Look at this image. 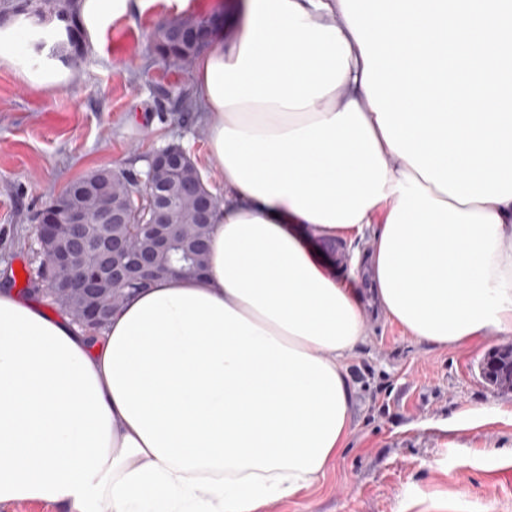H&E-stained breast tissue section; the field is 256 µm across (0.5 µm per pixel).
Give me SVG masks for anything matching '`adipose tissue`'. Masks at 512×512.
<instances>
[{"instance_id": "adipose-tissue-1", "label": "adipose tissue", "mask_w": 512, "mask_h": 512, "mask_svg": "<svg viewBox=\"0 0 512 512\" xmlns=\"http://www.w3.org/2000/svg\"><path fill=\"white\" fill-rule=\"evenodd\" d=\"M142 0H80L87 32ZM0 64L32 89L72 72ZM340 0H226L197 58L224 182L208 263L132 295L97 335L0 288V505L262 512L325 478L349 435L367 304L416 340L512 334V200L460 204L390 149ZM368 243L372 286L308 238Z\"/></svg>"}]
</instances>
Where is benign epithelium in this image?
<instances>
[{
  "label": "benign epithelium",
  "instance_id": "1",
  "mask_svg": "<svg viewBox=\"0 0 512 512\" xmlns=\"http://www.w3.org/2000/svg\"><path fill=\"white\" fill-rule=\"evenodd\" d=\"M189 163L191 159L176 145L162 148L149 158L143 191L133 197L139 202L144 197L152 202L149 223L157 233L156 243L152 250L139 253L133 263L127 261L132 249L128 239L114 236L97 245L89 239V211L72 196H65L63 204L42 213L35 232L43 264L51 276L50 291L78 303L72 319L82 328L88 330L111 317L112 310L120 304L117 289L129 280H152L179 273L178 268L161 266L156 260L157 253L170 251L183 233V226L175 223L170 206L163 200L162 188L167 181L178 177ZM88 194L96 203L102 223L126 221L127 210L114 203L111 183L95 182L88 187ZM92 245L101 258L94 275L75 264V258Z\"/></svg>",
  "mask_w": 512,
  "mask_h": 512
}]
</instances>
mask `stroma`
I'll return each instance as SVG.
<instances>
[{"label": "stroma", "instance_id": "1", "mask_svg": "<svg viewBox=\"0 0 512 512\" xmlns=\"http://www.w3.org/2000/svg\"><path fill=\"white\" fill-rule=\"evenodd\" d=\"M176 16L168 0H146L114 17L86 36L83 60L57 89H32L0 65V271L22 272L11 283L21 296L50 304L37 278L38 216L92 171L141 176L155 151L177 144L223 195L200 112L175 107L195 91L192 72L149 49L158 24ZM505 346L512 335L429 345L372 316L371 341L349 362L347 449L319 486L265 512H512V391L480 371Z\"/></svg>", "mask_w": 512, "mask_h": 512}]
</instances>
